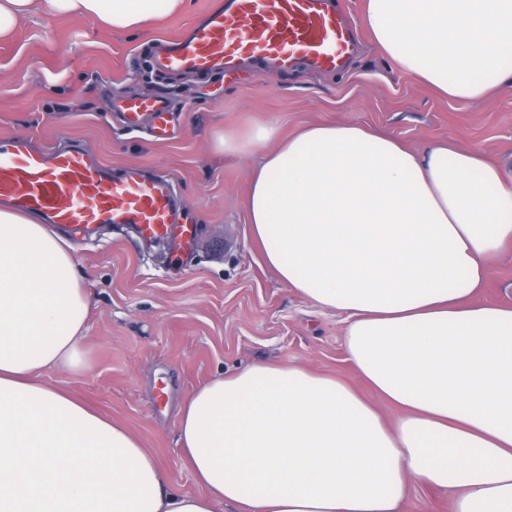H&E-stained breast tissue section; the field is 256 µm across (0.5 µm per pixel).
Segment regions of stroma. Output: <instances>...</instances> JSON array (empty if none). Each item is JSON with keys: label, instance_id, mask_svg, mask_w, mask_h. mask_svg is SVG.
Instances as JSON below:
<instances>
[{"label": "stroma", "instance_id": "35a3bbf8", "mask_svg": "<svg viewBox=\"0 0 512 512\" xmlns=\"http://www.w3.org/2000/svg\"><path fill=\"white\" fill-rule=\"evenodd\" d=\"M212 3L186 0L180 13L135 33L42 7L0 38V136L24 135L41 148L79 144L113 170L140 165L171 175L186 222L198 227L187 263L125 228L74 241L88 302L83 363L42 375L129 429L172 486L194 495L204 489L181 457L178 408L199 385L257 361L360 384L343 348V314L283 285L252 238L253 158L225 153V132L270 124L282 138L310 124H357L418 150L445 136L512 178V88L460 103L415 82L373 48L365 0H340L360 41L344 72L158 74L147 48L185 34ZM164 87L174 98L170 139L113 122L111 100Z\"/></svg>", "mask_w": 512, "mask_h": 512}]
</instances>
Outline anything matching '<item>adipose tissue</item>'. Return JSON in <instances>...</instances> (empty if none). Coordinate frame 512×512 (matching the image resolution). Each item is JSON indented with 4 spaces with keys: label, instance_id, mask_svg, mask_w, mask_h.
Instances as JSON below:
<instances>
[{
    "label": "adipose tissue",
    "instance_id": "obj_1",
    "mask_svg": "<svg viewBox=\"0 0 512 512\" xmlns=\"http://www.w3.org/2000/svg\"><path fill=\"white\" fill-rule=\"evenodd\" d=\"M125 32L185 0H47ZM376 50L436 93L512 86V0H366ZM257 162L252 237L281 282L346 315L357 376L287 362L216 376L180 406L181 454L204 496L172 488L123 426L43 371L80 362L87 299L71 246L0 209V512H401L410 483L448 512H512V305L481 302L512 247V181L441 138L425 151L352 124L224 135Z\"/></svg>",
    "mask_w": 512,
    "mask_h": 512
}]
</instances>
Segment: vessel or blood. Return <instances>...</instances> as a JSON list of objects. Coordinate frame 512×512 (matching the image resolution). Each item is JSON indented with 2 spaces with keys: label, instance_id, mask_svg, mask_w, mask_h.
<instances>
[{
  "label": "vessel or blood",
  "instance_id": "1",
  "mask_svg": "<svg viewBox=\"0 0 512 512\" xmlns=\"http://www.w3.org/2000/svg\"><path fill=\"white\" fill-rule=\"evenodd\" d=\"M353 38L330 0H228L207 11L186 35L154 50L151 62L169 77L231 73L249 58L264 60L276 74L299 61L330 72L350 57ZM119 110L131 126L150 115L153 136L168 138V96L128 98ZM1 206L79 233L122 226L142 238L177 236L187 246L196 237L170 177L139 166L113 175L81 146L36 150L26 138H0Z\"/></svg>",
  "mask_w": 512,
  "mask_h": 512
}]
</instances>
